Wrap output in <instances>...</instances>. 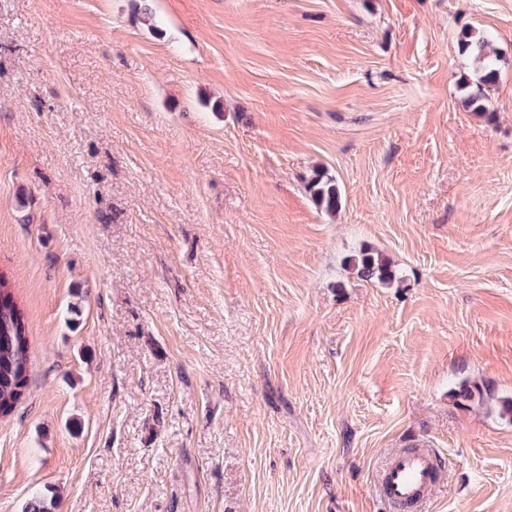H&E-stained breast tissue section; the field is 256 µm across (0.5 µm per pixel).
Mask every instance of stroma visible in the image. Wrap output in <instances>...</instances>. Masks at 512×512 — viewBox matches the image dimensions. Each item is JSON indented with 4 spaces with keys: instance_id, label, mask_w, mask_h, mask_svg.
<instances>
[{
    "instance_id": "1",
    "label": "stroma",
    "mask_w": 512,
    "mask_h": 512,
    "mask_svg": "<svg viewBox=\"0 0 512 512\" xmlns=\"http://www.w3.org/2000/svg\"><path fill=\"white\" fill-rule=\"evenodd\" d=\"M138 7L0 0L30 336L0 512H387L412 446L447 472L421 512H512V0ZM465 27L502 57L484 114ZM364 246L394 282L352 273ZM308 192L317 207L329 215L342 208V191L336 180L324 170H318L308 183Z\"/></svg>"
}]
</instances>
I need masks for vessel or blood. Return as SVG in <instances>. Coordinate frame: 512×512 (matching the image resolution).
<instances>
[{"mask_svg":"<svg viewBox=\"0 0 512 512\" xmlns=\"http://www.w3.org/2000/svg\"><path fill=\"white\" fill-rule=\"evenodd\" d=\"M443 478L442 469L428 449L407 448L387 460L379 488L397 512H404L405 508L421 503L427 491Z\"/></svg>","mask_w":512,"mask_h":512,"instance_id":"vessel-or-blood-1","label":"vessel or blood"}]
</instances>
